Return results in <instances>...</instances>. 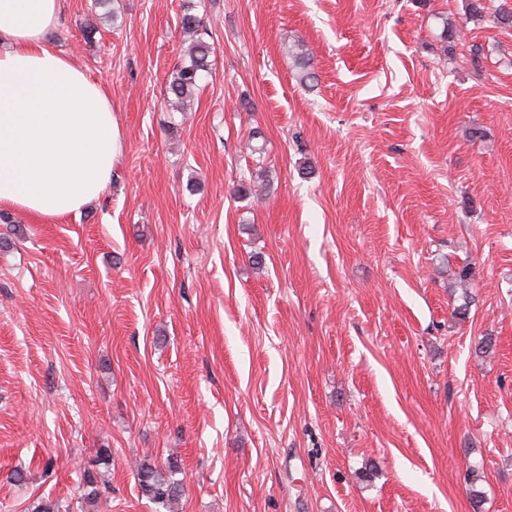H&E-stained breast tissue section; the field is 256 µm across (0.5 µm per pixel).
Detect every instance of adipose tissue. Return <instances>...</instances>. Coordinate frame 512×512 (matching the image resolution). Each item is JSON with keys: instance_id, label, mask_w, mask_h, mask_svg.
I'll use <instances>...</instances> for the list:
<instances>
[{"instance_id": "ef3b65f1", "label": "adipose tissue", "mask_w": 512, "mask_h": 512, "mask_svg": "<svg viewBox=\"0 0 512 512\" xmlns=\"http://www.w3.org/2000/svg\"><path fill=\"white\" fill-rule=\"evenodd\" d=\"M59 0H0V208L45 220L112 182L120 130L100 82L46 46Z\"/></svg>"}]
</instances>
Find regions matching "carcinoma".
Here are the masks:
<instances>
[{"label":"carcinoma","mask_w":512,"mask_h":512,"mask_svg":"<svg viewBox=\"0 0 512 512\" xmlns=\"http://www.w3.org/2000/svg\"><path fill=\"white\" fill-rule=\"evenodd\" d=\"M203 21L198 15L184 12L181 17V29L185 39L189 40V61L177 66L171 74L167 94L173 103L186 110V103L198 87L203 74L211 69L213 48L202 37ZM297 79L304 85L315 82L316 74L310 54L305 50L293 52ZM137 480L142 496L153 504L172 512L171 504L184 491L182 480L175 478L176 466L171 463L155 464L148 459L136 465ZM110 487L108 475L93 469H85L82 477L83 493L80 500L85 506L93 508L98 505L101 495ZM70 506L40 498L33 501L27 512H69Z\"/></svg>","instance_id":"cac0c4a2"}]
</instances>
